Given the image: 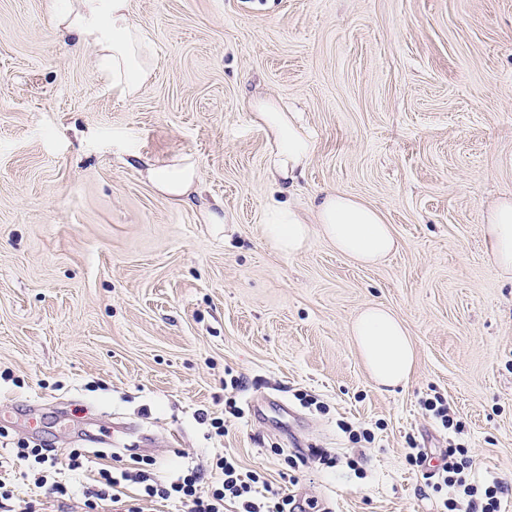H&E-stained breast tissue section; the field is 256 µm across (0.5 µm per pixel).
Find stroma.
<instances>
[{"mask_svg": "<svg viewBox=\"0 0 512 512\" xmlns=\"http://www.w3.org/2000/svg\"><path fill=\"white\" fill-rule=\"evenodd\" d=\"M48 8L0 0V445L88 459L44 512H84L114 449L166 475L209 467L219 447L318 512H439L406 460L407 436L448 446L423 407L437 395L476 480L502 482L512 512V281L481 236L512 196V0H132L156 61L133 101L55 41ZM257 96L300 113L313 140L293 183L269 176ZM185 156L200 173L188 200L142 175ZM330 189L391 225L383 264L318 236L288 256L263 237L269 206L310 214ZM369 303L416 349L391 393L347 334ZM229 375L242 387L225 391ZM314 448L337 465L289 470Z\"/></svg>", "mask_w": 512, "mask_h": 512, "instance_id": "obj_1", "label": "stroma"}]
</instances>
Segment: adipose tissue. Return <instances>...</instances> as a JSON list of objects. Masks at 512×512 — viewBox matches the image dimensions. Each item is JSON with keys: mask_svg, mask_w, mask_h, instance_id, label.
Wrapping results in <instances>:
<instances>
[{"mask_svg": "<svg viewBox=\"0 0 512 512\" xmlns=\"http://www.w3.org/2000/svg\"><path fill=\"white\" fill-rule=\"evenodd\" d=\"M52 30L74 37L90 50L112 87L127 100L136 99L154 78V49L132 14L131 0H66L53 8ZM253 116L269 143L268 171L272 178H294L314 153V144L298 113L263 98L252 104ZM147 178L161 194L180 199L199 182L197 167L183 157L164 166L151 165ZM262 233L279 252L302 254L313 236L325 238L338 253L360 266L385 260L397 241L382 214L362 200L338 190L324 193L313 216L289 205H275L263 217ZM486 252L502 277L512 279V199L497 201L482 226ZM362 360L378 386L406 383L416 353L403 324L378 304L366 306L349 328Z\"/></svg>", "mask_w": 512, "mask_h": 512, "instance_id": "adipose-tissue-1", "label": "adipose tissue"}]
</instances>
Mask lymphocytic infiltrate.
<instances>
[{
    "instance_id": "lymphocytic-infiltrate-1",
    "label": "lymphocytic infiltrate",
    "mask_w": 512,
    "mask_h": 512,
    "mask_svg": "<svg viewBox=\"0 0 512 512\" xmlns=\"http://www.w3.org/2000/svg\"><path fill=\"white\" fill-rule=\"evenodd\" d=\"M15 459L33 460L40 477L39 485L47 487L50 494L62 498L69 496V485L54 478L60 467L77 471L83 468V455L79 450H70L66 459H59L57 453L48 448H16ZM444 464L433 484L435 492L451 488L455 497L444 499L445 512H502L499 485H492L484 491H477L472 484V462L463 444L449 442L443 453ZM212 467L216 480L210 492L198 490L204 473L194 468L174 474L166 480L151 476L140 469L134 472L114 470L112 466L99 467L97 484L84 492V505L87 512H101L107 506L115 507L116 512H140L136 504L124 500L123 489L126 482L140 486L142 496L162 500H175L185 512H224L233 508L234 512H295L293 497L284 495L268 483L258 471L242 468L238 460L227 453H217Z\"/></svg>"
}]
</instances>
